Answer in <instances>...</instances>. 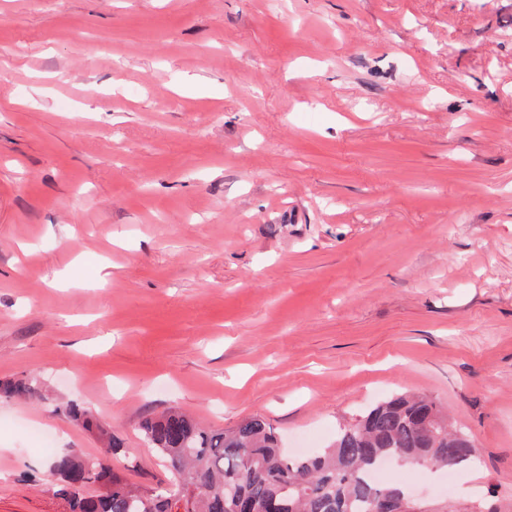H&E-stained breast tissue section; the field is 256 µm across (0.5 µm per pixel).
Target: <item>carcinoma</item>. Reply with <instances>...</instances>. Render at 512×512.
Masks as SVG:
<instances>
[{"instance_id": "1", "label": "carcinoma", "mask_w": 512, "mask_h": 512, "mask_svg": "<svg viewBox=\"0 0 512 512\" xmlns=\"http://www.w3.org/2000/svg\"><path fill=\"white\" fill-rule=\"evenodd\" d=\"M34 393L23 379L0 381V399ZM61 412L102 442L95 458L70 449L48 461L70 512H377L384 497L397 501L398 512H512V496L480 500L463 511L417 506L401 481L368 478L391 460L451 471L474 459L468 433L451 427L448 414L424 395H397L366 408L328 447L301 457L288 454L260 416L224 430L206 429L177 410L147 417L144 438L173 477L153 488L130 484L112 465L120 443L99 418L76 405Z\"/></svg>"}]
</instances>
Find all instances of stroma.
Masks as SVG:
<instances>
[{"instance_id":"stroma-1","label":"stroma","mask_w":512,"mask_h":512,"mask_svg":"<svg viewBox=\"0 0 512 512\" xmlns=\"http://www.w3.org/2000/svg\"><path fill=\"white\" fill-rule=\"evenodd\" d=\"M1 54L0 512H69L66 404L151 488L168 408L322 449L419 392L477 457L412 493H512V0H0Z\"/></svg>"}]
</instances>
